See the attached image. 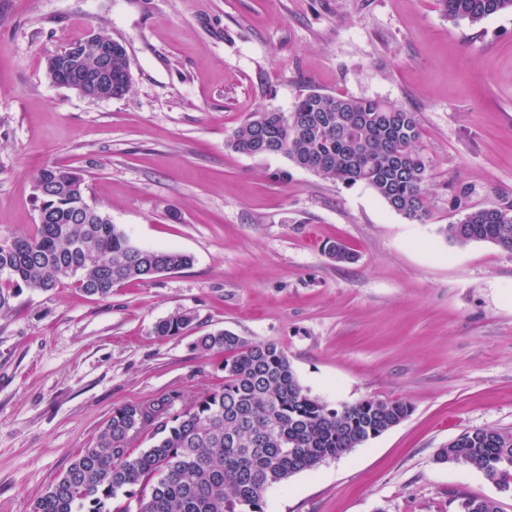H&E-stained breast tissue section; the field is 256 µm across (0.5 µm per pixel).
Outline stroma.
Wrapping results in <instances>:
<instances>
[{"label": "stroma", "instance_id": "1", "mask_svg": "<svg viewBox=\"0 0 512 512\" xmlns=\"http://www.w3.org/2000/svg\"><path fill=\"white\" fill-rule=\"evenodd\" d=\"M103 32L125 45L131 89L91 102L50 82L47 58ZM416 115L431 214L418 223L366 184L226 142L251 113L310 90ZM82 175L86 202L143 248L190 268L96 299L63 279L0 315V512L37 499L113 408L223 386L196 337L228 330L286 352L336 407L401 399L398 426L293 476L265 512H463L512 494L438 463L465 431L512 432V252L442 234L448 200L512 201V13L477 24L437 0H0V240L33 232L35 177ZM342 242L351 263L325 248ZM176 313L193 323L161 337Z\"/></svg>", "mask_w": 512, "mask_h": 512}]
</instances>
